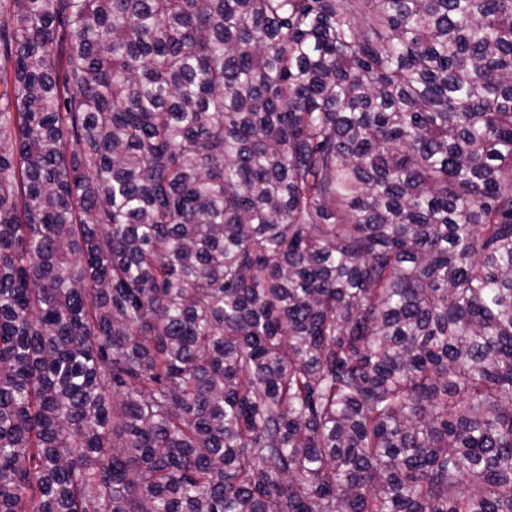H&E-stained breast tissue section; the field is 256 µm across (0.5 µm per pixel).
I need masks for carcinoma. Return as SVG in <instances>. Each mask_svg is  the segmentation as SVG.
Returning a JSON list of instances; mask_svg holds the SVG:
<instances>
[{
  "instance_id": "carcinoma-1",
  "label": "carcinoma",
  "mask_w": 512,
  "mask_h": 512,
  "mask_svg": "<svg viewBox=\"0 0 512 512\" xmlns=\"http://www.w3.org/2000/svg\"><path fill=\"white\" fill-rule=\"evenodd\" d=\"M0 512H512V0H0Z\"/></svg>"
}]
</instances>
